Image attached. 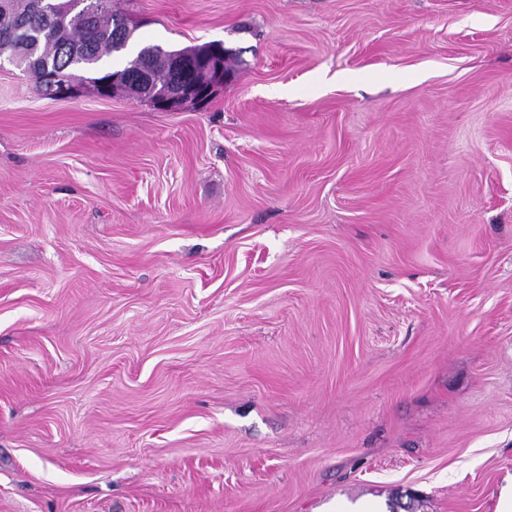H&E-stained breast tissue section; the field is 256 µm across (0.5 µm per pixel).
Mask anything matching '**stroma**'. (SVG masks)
I'll use <instances>...</instances> for the list:
<instances>
[{"label": "stroma", "instance_id": "obj_1", "mask_svg": "<svg viewBox=\"0 0 512 512\" xmlns=\"http://www.w3.org/2000/svg\"><path fill=\"white\" fill-rule=\"evenodd\" d=\"M206 105L0 65V512H495L512 0H114Z\"/></svg>", "mask_w": 512, "mask_h": 512}]
</instances>
